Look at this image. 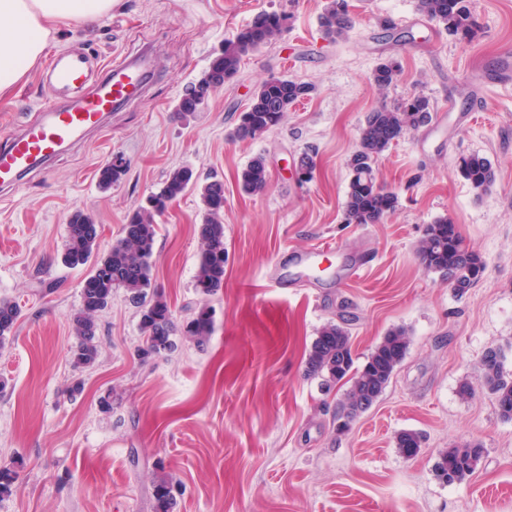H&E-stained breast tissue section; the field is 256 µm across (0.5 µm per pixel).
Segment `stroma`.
Listing matches in <instances>:
<instances>
[{
	"label": "stroma",
	"mask_w": 512,
	"mask_h": 512,
	"mask_svg": "<svg viewBox=\"0 0 512 512\" xmlns=\"http://www.w3.org/2000/svg\"><path fill=\"white\" fill-rule=\"evenodd\" d=\"M328 2L114 0L111 14L54 32L52 50L77 45L109 61L149 46L161 68L104 133L69 146L0 201V300L22 308L0 348V461L18 464L0 512H153L159 475L182 487L174 512H512V420L479 385L487 349L502 348L512 373V80L497 74L501 48L512 46V0H470L481 26L470 44L422 15L417 0H348L353 27L332 41L320 28ZM263 11L287 16L281 35L245 57L202 111L175 118L185 87ZM384 60L400 73L382 92L372 74ZM38 75L0 97V143L36 116L48 94ZM272 75L315 90L262 138L232 139ZM416 94L446 110L445 124L409 131L377 160L396 210L377 224L348 223L346 162L367 114ZM116 153L126 173L102 187L99 172ZM472 153L495 172L487 191L457 173ZM259 154L268 187L248 196L238 178ZM305 154L314 169L302 182L292 165ZM183 166L224 182V287L208 297L195 286L194 191L157 219L152 285L177 325L212 306L207 346L179 333L174 352L140 360V315L118 291L98 319L96 364L76 369L70 320L86 271L61 261L71 214H91L108 248ZM440 217L485 263L463 294L417 254ZM341 315L355 364L393 328L411 339L377 404L343 432L334 400L305 375L319 329ZM77 377L84 389L72 398ZM464 382L474 387L465 399ZM405 430L423 435L412 459L396 446ZM473 442L483 448L475 473L440 482L439 453Z\"/></svg>",
	"instance_id": "35a3bbf8"
}]
</instances>
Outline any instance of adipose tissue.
<instances>
[{"label":"adipose tissue","instance_id":"1","mask_svg":"<svg viewBox=\"0 0 512 512\" xmlns=\"http://www.w3.org/2000/svg\"><path fill=\"white\" fill-rule=\"evenodd\" d=\"M113 0H0V95L42 59L53 25L108 15Z\"/></svg>","mask_w":512,"mask_h":512}]
</instances>
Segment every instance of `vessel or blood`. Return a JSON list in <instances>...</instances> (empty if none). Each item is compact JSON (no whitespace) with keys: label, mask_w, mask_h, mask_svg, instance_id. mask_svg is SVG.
<instances>
[{"label":"vessel or blood","mask_w":512,"mask_h":512,"mask_svg":"<svg viewBox=\"0 0 512 512\" xmlns=\"http://www.w3.org/2000/svg\"><path fill=\"white\" fill-rule=\"evenodd\" d=\"M89 66V58L74 50L51 57L42 73L49 94L37 118L0 146V192L15 191L26 176L44 171L62 145L103 132L110 112L142 98L158 63L147 53L123 57L94 82L89 79Z\"/></svg>","instance_id":"obj_1"}]
</instances>
